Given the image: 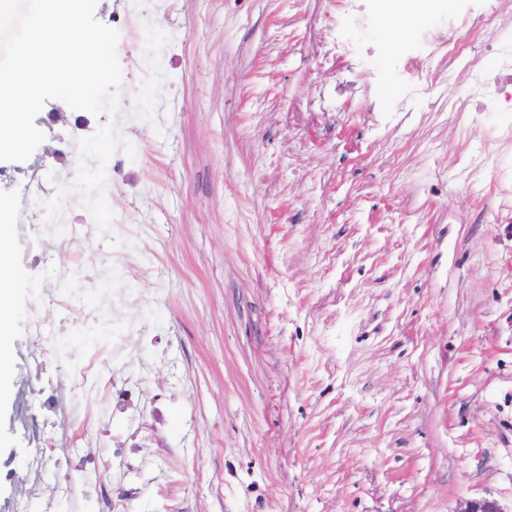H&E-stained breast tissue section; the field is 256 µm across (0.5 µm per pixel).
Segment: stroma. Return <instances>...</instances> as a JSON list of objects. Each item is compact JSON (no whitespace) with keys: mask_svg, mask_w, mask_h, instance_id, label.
Masks as SVG:
<instances>
[{"mask_svg":"<svg viewBox=\"0 0 512 512\" xmlns=\"http://www.w3.org/2000/svg\"><path fill=\"white\" fill-rule=\"evenodd\" d=\"M325 0H176L120 37L126 106L106 165L113 212L98 234L73 191L78 138L108 114L56 100L46 139L0 161L13 319L0 375V512L30 452L14 420L34 293L80 350L112 365L131 337L148 383L83 398L84 447L107 493L94 512H512V212L496 185L512 146L477 158L486 121L451 81L399 73L383 29L323 66ZM335 91L325 112L319 88ZM54 191L38 194L37 183ZM67 234L28 258L22 224ZM133 289L122 322L112 293Z\"/></svg>","mask_w":512,"mask_h":512,"instance_id":"1","label":"stroma"}]
</instances>
